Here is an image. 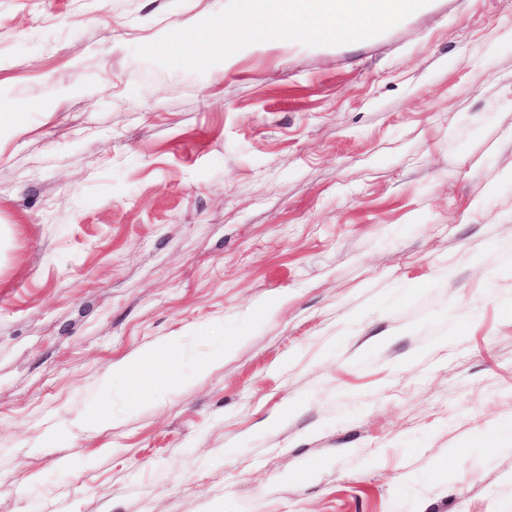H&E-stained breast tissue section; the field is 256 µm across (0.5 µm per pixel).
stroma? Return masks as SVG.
I'll list each match as a JSON object with an SVG mask.
<instances>
[{"label": "stroma", "instance_id": "35a3bbf8", "mask_svg": "<svg viewBox=\"0 0 512 512\" xmlns=\"http://www.w3.org/2000/svg\"><path fill=\"white\" fill-rule=\"evenodd\" d=\"M225 4L0 0V512H512V0Z\"/></svg>", "mask_w": 512, "mask_h": 512}]
</instances>
